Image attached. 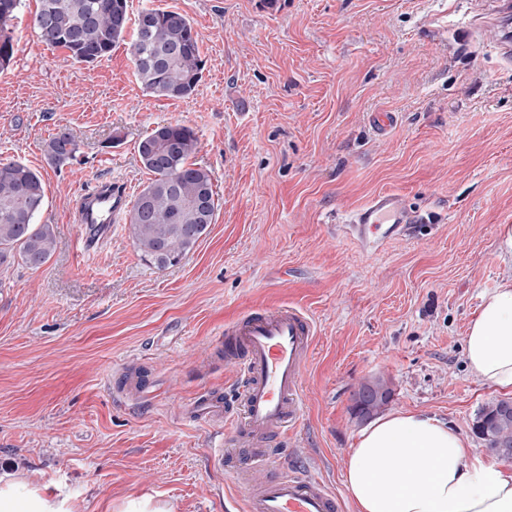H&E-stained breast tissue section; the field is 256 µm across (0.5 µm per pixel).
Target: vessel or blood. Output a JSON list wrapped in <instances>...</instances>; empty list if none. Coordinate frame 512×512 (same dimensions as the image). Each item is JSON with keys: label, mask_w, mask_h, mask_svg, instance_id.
<instances>
[{"label": "vessel or blood", "mask_w": 512, "mask_h": 512, "mask_svg": "<svg viewBox=\"0 0 512 512\" xmlns=\"http://www.w3.org/2000/svg\"><path fill=\"white\" fill-rule=\"evenodd\" d=\"M130 190L100 182L76 197L75 222L82 242L111 234L129 208ZM419 217L395 192L376 194L344 225L362 249L379 239L408 235ZM383 234H376L377 225ZM224 359L236 373L233 402L209 393L191 407L192 415L231 423L229 442L238 448V468L251 475L244 512H343L326 481L307 470L281 465L275 444L300 423L303 376L314 349L317 326L303 309L284 306L270 314L254 313L224 329Z\"/></svg>", "instance_id": "b4317fda"}]
</instances>
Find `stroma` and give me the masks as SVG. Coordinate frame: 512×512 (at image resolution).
Masks as SVG:
<instances>
[{
  "label": "stroma",
  "mask_w": 512,
  "mask_h": 512,
  "mask_svg": "<svg viewBox=\"0 0 512 512\" xmlns=\"http://www.w3.org/2000/svg\"><path fill=\"white\" fill-rule=\"evenodd\" d=\"M146 8L193 22L204 68L188 98L147 94L122 46L67 60L39 41L37 0L11 23L0 162L41 173L55 249L37 269L0 266V475L70 512L144 496L171 512H241L248 474L214 467L224 436L189 409L234 386L225 325L288 305L318 331L289 464L345 495L343 460L364 428L352 394L381 379L386 412L448 422L512 471L474 429L501 393L464 358L482 294L512 276L499 252L512 225V63L484 0H128L130 16ZM378 112L396 115L389 133L375 130ZM166 123L194 130V161L212 173L207 235L166 268L125 223L83 245L75 195L107 177L140 192L151 175L137 144ZM62 131L77 151L57 167L46 144ZM382 191L422 222L366 252L340 223ZM121 368L144 373L142 391L124 389Z\"/></svg>",
  "instance_id": "stroma-1"
}]
</instances>
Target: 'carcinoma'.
Wrapping results in <instances>:
<instances>
[{"label": "carcinoma", "mask_w": 512, "mask_h": 512, "mask_svg": "<svg viewBox=\"0 0 512 512\" xmlns=\"http://www.w3.org/2000/svg\"><path fill=\"white\" fill-rule=\"evenodd\" d=\"M34 28L41 42L63 48L68 58L93 63L127 43L143 89L158 97L183 99L193 94L203 61L191 20L177 10L148 8L130 20L127 0H39ZM21 0H0V70L14 56L11 21ZM131 41H126L128 29ZM198 151L194 130L176 123L158 125L140 139L138 157L153 179L128 211L133 243L141 254L164 268L178 264L213 224L218 208L211 172L192 162ZM75 153L65 134L51 139L47 156L56 166L68 164ZM45 186L38 172L20 162H0V264L20 258L32 268L51 257L53 225L40 223ZM383 380L363 385L354 398L353 413L368 419L390 400ZM512 398L481 407L477 433L493 453L512 447Z\"/></svg>", "instance_id": "1"}]
</instances>
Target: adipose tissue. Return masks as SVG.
Segmentation results:
<instances>
[{"label":"adipose tissue","instance_id":"obj_1","mask_svg":"<svg viewBox=\"0 0 512 512\" xmlns=\"http://www.w3.org/2000/svg\"><path fill=\"white\" fill-rule=\"evenodd\" d=\"M470 373L512 393V277L481 298L464 345ZM355 512H512V473L471 452L448 423L417 411L378 418L343 463ZM0 512H66L0 477Z\"/></svg>","mask_w":512,"mask_h":512}]
</instances>
